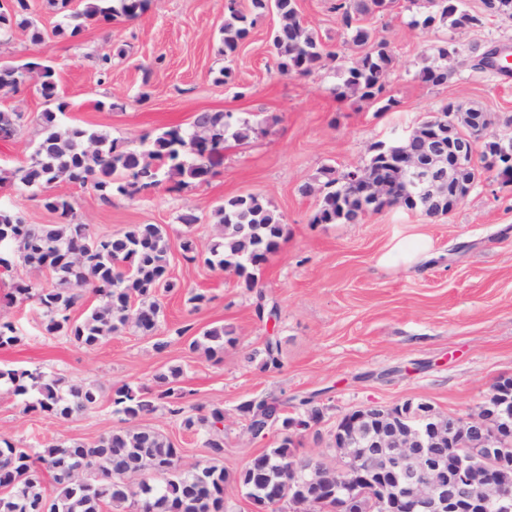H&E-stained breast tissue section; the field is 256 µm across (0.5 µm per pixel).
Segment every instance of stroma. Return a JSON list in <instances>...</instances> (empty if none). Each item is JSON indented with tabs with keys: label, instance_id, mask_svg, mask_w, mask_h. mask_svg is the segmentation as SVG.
Instances as JSON below:
<instances>
[{
	"label": "stroma",
	"instance_id": "obj_1",
	"mask_svg": "<svg viewBox=\"0 0 512 512\" xmlns=\"http://www.w3.org/2000/svg\"><path fill=\"white\" fill-rule=\"evenodd\" d=\"M29 17L50 39L36 44L25 27L0 42V58L48 59L58 91L71 103L70 122L125 144L147 134L190 126L201 112H230L248 120L256 133L244 143L227 142L205 183L180 190L160 185L150 195L101 200L89 189L62 181L55 195L73 205L77 222L99 235L124 233L137 224H161L172 246L173 290L160 293L158 335L171 344L156 350L152 338L134 326L87 348L43 330L34 300L16 295L19 283L50 287L45 268L15 263L0 269V321L22 330L23 341L0 349L2 369H41L72 383L89 382L97 404L86 413L59 419L25 410L21 398L0 389V440L38 450L59 442L94 444L124 426L112 407L116 386L153 384L169 367L183 370L181 387L192 401L224 410L225 512H252L236 475L273 439L255 441L239 412L242 403L273 394L297 406L314 397L320 422L303 432L297 454L334 464L332 431L343 414L367 404L390 407L412 400L444 415L474 411L499 379L512 378V185L482 173L465 200L447 215L430 218L402 207L368 213L357 224H316L318 192L303 193L321 168L343 173L365 166L373 146L403 138L420 120L449 102L487 112L494 134H512V85L471 60L490 47L512 46V19L485 17L464 29L414 26L425 0H396L368 23L393 51L386 91L390 110L354 99L336 98L337 63L331 55H353L332 10V0H297L305 26L322 38L329 53L306 77H284L271 53L275 15L256 19L248 38L225 58L221 27L225 0H148L138 18L93 22L76 38L54 34L61 17L49 0H28ZM452 40L464 49L452 61L448 83L432 86L416 74L425 53ZM122 47L108 75L98 56ZM233 71L225 84L224 67ZM31 76L21 90H0V109L23 114L14 138L0 140V173L25 166L36 147L45 104ZM257 194L280 213L288 240L262 267L259 286L278 305L275 319H259L254 295L232 272L203 261L220 228L212 212L224 199ZM0 203L29 224H53L57 217L40 197L19 182L0 184ZM186 212L197 224H181ZM192 237L199 260L179 247ZM204 294L195 303V294ZM191 325L177 339L176 328ZM233 332L220 357L190 349L192 338L214 326ZM281 346L280 365L267 368L257 353L266 338ZM176 447L185 465L206 461L200 436L160 411L145 422Z\"/></svg>",
	"mask_w": 512,
	"mask_h": 512
}]
</instances>
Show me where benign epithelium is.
Masks as SVG:
<instances>
[{"label": "benign epithelium", "mask_w": 512, "mask_h": 512, "mask_svg": "<svg viewBox=\"0 0 512 512\" xmlns=\"http://www.w3.org/2000/svg\"><path fill=\"white\" fill-rule=\"evenodd\" d=\"M391 150V178L352 175L347 188L363 206L384 204L437 217L467 197L477 172L476 148L497 144L489 170L512 171V138L489 133L487 113L457 112L448 123L421 121ZM512 382H500L497 399L462 417L445 416L407 400L393 407L367 405L336 421L332 444L336 466H308L288 482V491L254 502L255 512H316L317 492L327 473L348 472V487L336 496L366 492L375 512H512V484L497 471L512 459V414L504 407Z\"/></svg>", "instance_id": "benign-epithelium-1"}]
</instances>
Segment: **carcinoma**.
<instances>
[{
	"label": "carcinoma",
	"instance_id": "cac0c4a2",
	"mask_svg": "<svg viewBox=\"0 0 512 512\" xmlns=\"http://www.w3.org/2000/svg\"><path fill=\"white\" fill-rule=\"evenodd\" d=\"M8 9L0 8V37H9L16 25L31 29V41L41 44L48 35L26 18L28 0H11ZM71 0H52L67 20L70 36L82 34L89 21L110 22L116 17L136 19L146 0H83L84 7L70 12ZM393 0H334L332 9L349 35L357 53L339 66L341 83L336 94L361 101H380L386 77L393 61L390 46L375 39L360 16L383 12ZM274 5L279 19L271 37V49L279 72L284 76H308L321 66L327 55L319 37L301 23L296 0H251L250 14L228 6L222 28L224 55H232L249 35L254 19ZM482 23L470 12L466 0H427V11L412 24L429 28L447 25L452 29ZM452 43L431 49L417 77L440 86L447 83L442 69L447 66L444 53ZM38 72L39 94L46 109L42 127L30 163L11 173V178L41 195L44 207L57 214L59 223L36 226L27 224L13 208L0 205V265L10 268L15 260L33 267H46L56 276L51 288L20 284L19 295L37 302L43 311V325L50 335H64L80 346L92 347L104 338L133 324L143 335L158 330L161 306L156 299L161 290L176 284L170 279L171 246L166 231L158 224H137L121 235L99 237L90 227L75 221L72 204L63 196L48 192L54 184L66 181L88 186L109 201L119 195L135 198L164 181L176 186L203 183L214 175V159L229 140L245 142L255 133L246 120L230 112H205L200 122L188 128L172 127L152 137L144 136L138 145H127L78 124H65L61 116L69 104L58 92L54 69L42 62L14 63L0 60V89L17 90L29 75ZM22 114L0 109V133L12 138L18 131ZM330 166L320 171L323 189L314 224H354L365 215L360 201L341 192L343 180ZM222 234L209 248L206 263L224 271L232 270L244 288L257 287L258 274L270 255L288 239V225L276 210L258 194L233 196L215 211ZM89 288L99 304L79 321L70 312L78 291ZM232 331L212 326L202 332V340L191 347L205 346L213 357L224 353V344L232 342ZM22 341L14 323L0 321V348ZM280 347L276 339L265 341L263 364L280 365ZM183 370L179 366L155 377L151 387L132 388L127 384L113 390L114 412L130 422L88 446L81 442L52 444L37 454L0 441V512H102V506L119 510L127 506L133 512H224V485L227 477L219 462L224 458V409L217 406L192 407L186 411V393L179 386ZM24 398L25 409L50 417L70 418L92 409L98 393L91 383L70 384L62 377L39 369L21 371L0 369V384ZM304 411L291 417L286 405L276 397L251 400L239 406L246 429L252 436L260 430L255 412L276 421L277 445L255 456L236 476L251 498L262 499L288 486V476L298 463L292 449L288 421L300 423L321 420V408L313 400L302 399ZM160 409L182 419L187 429L198 431L211 462L184 467L183 450L162 434L132 425ZM52 476L56 495L52 499L42 491L43 474Z\"/></svg>",
	"mask_w": 512,
	"mask_h": 512
}]
</instances>
